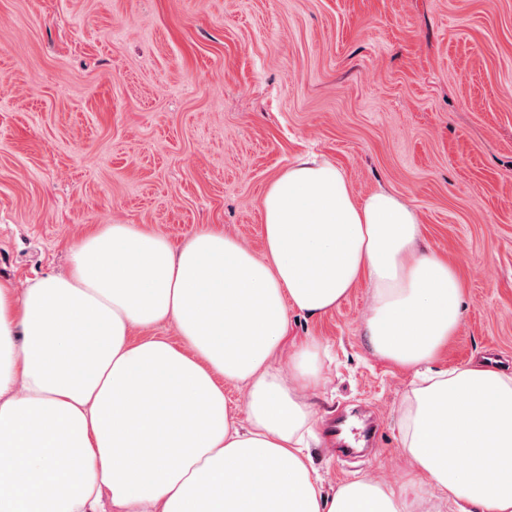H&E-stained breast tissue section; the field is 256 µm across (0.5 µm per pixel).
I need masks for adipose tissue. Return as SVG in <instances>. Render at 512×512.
<instances>
[{
    "mask_svg": "<svg viewBox=\"0 0 512 512\" xmlns=\"http://www.w3.org/2000/svg\"><path fill=\"white\" fill-rule=\"evenodd\" d=\"M260 220L259 256L214 226L176 246L105 224L73 244L67 273L20 294L0 281V512H422L430 497L512 512V374L435 369L463 284L421 248L414 209L301 158L264 192ZM361 282L373 353L413 374L398 418L412 469L327 493L305 447L322 346L301 345L284 370L271 357L289 311L327 314ZM164 325L178 341L154 335Z\"/></svg>",
    "mask_w": 512,
    "mask_h": 512,
    "instance_id": "adipose-tissue-1",
    "label": "adipose tissue"
}]
</instances>
